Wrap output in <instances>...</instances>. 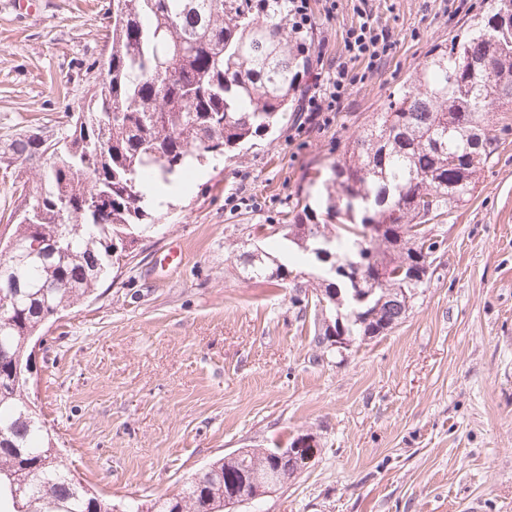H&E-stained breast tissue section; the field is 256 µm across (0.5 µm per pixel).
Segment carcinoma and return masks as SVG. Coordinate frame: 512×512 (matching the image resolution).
Here are the masks:
<instances>
[{"mask_svg":"<svg viewBox=\"0 0 512 512\" xmlns=\"http://www.w3.org/2000/svg\"><path fill=\"white\" fill-rule=\"evenodd\" d=\"M112 75L100 80L86 109L70 116L54 139L17 138L29 156L48 154L36 169L40 190L21 184L16 211L42 199L39 218L14 222L9 237L23 253L30 239L59 255L24 263L0 250V512H112V503L75 476L55 446L15 364L28 361L30 337L57 311L92 297L152 227L158 187L192 174L208 156L231 153L282 123L303 92L310 35L273 22L282 0H113ZM493 112H512V0H490L488 14L462 39L435 48L415 75L392 92L384 111L344 145L322 182L320 206L338 224L314 222L304 208L290 224L295 239L284 262L268 272L250 257L252 278L286 274L290 264L320 272L322 295L293 284L292 301L313 313L314 341L333 328L362 342L384 336L406 318L401 292L431 280L436 257L422 224L441 223L469 200L475 176L512 127H496ZM104 147L74 157L62 143L79 121ZM81 224L80 232L72 225ZM64 281L67 288L53 284ZM271 448H244L187 478L181 490L146 500L133 512H224L229 484L264 475Z\"/></svg>","mask_w":512,"mask_h":512,"instance_id":"obj_1","label":"carcinoma"}]
</instances>
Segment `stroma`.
I'll use <instances>...</instances> for the list:
<instances>
[{"label":"stroma","instance_id":"1","mask_svg":"<svg viewBox=\"0 0 512 512\" xmlns=\"http://www.w3.org/2000/svg\"><path fill=\"white\" fill-rule=\"evenodd\" d=\"M367 2L392 45L324 130L291 121L207 162L169 195L131 267L44 329L27 393L64 457L103 498L178 492L240 448L312 434L304 472L239 512H512V135L445 223L427 288L404 321L322 357L279 278L242 274L279 256L268 226L319 208L329 170L434 46L483 14L468 0H337L313 34L311 74L342 61ZM111 0H0V149L48 136L84 104L108 50Z\"/></svg>","mask_w":512,"mask_h":512}]
</instances>
